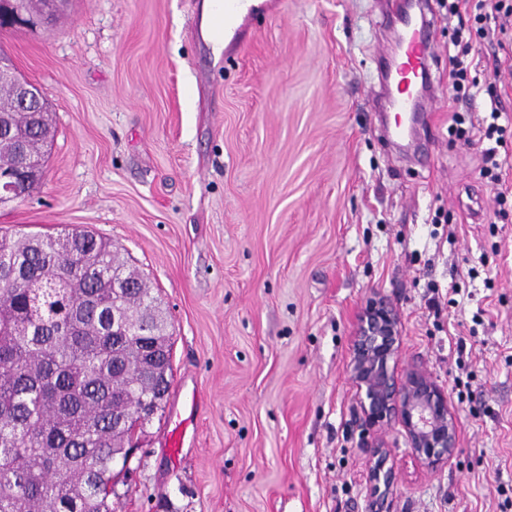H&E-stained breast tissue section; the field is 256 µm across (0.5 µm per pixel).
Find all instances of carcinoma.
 Listing matches in <instances>:
<instances>
[{
	"instance_id": "obj_1",
	"label": "carcinoma",
	"mask_w": 512,
	"mask_h": 512,
	"mask_svg": "<svg viewBox=\"0 0 512 512\" xmlns=\"http://www.w3.org/2000/svg\"><path fill=\"white\" fill-rule=\"evenodd\" d=\"M4 127L44 157L49 113L17 106L9 79ZM171 383L167 318L112 242L78 226L0 237V512H114L113 468L134 448L127 418L161 410Z\"/></svg>"
}]
</instances>
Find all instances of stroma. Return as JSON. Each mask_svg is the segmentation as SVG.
Wrapping results in <instances>:
<instances>
[{
	"label": "stroma",
	"mask_w": 512,
	"mask_h": 512,
	"mask_svg": "<svg viewBox=\"0 0 512 512\" xmlns=\"http://www.w3.org/2000/svg\"><path fill=\"white\" fill-rule=\"evenodd\" d=\"M404 0H256L214 55L204 0H66L55 21L0 29V51L52 114L45 176L0 208V235L79 225L112 241L161 301L173 385L198 388V442L171 456L177 395L144 421L115 512H363L367 453L349 373L374 293L399 311L390 368L448 393V465L398 425L382 512H512V199L495 207L484 145L450 134L458 24L432 17V91L415 147L389 141L374 60ZM478 77L512 126V30ZM439 295L441 313L428 307ZM464 349H457V339Z\"/></svg>",
	"instance_id": "1"
}]
</instances>
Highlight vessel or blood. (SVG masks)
Segmentation results:
<instances>
[{
	"mask_svg": "<svg viewBox=\"0 0 512 512\" xmlns=\"http://www.w3.org/2000/svg\"><path fill=\"white\" fill-rule=\"evenodd\" d=\"M391 23L399 27L400 39L379 81L391 88L385 100L386 110L400 115L399 120L391 126L390 134L402 140L410 134L406 117L417 116L424 109L420 86L429 74V61L432 57L431 25L426 16L411 11L393 17ZM194 406V400H186L172 416L174 427L170 434L171 454H179L192 436Z\"/></svg>",
	"mask_w": 512,
	"mask_h": 512,
	"instance_id": "obj_1",
	"label": "vessel or blood"
}]
</instances>
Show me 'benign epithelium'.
<instances>
[{"instance_id": "1", "label": "benign epithelium", "mask_w": 512, "mask_h": 512, "mask_svg": "<svg viewBox=\"0 0 512 512\" xmlns=\"http://www.w3.org/2000/svg\"><path fill=\"white\" fill-rule=\"evenodd\" d=\"M18 105L39 111L41 100L31 84L17 83ZM44 175L41 160L20 156L17 163L0 170V203L19 201L23 189ZM401 318L386 299L374 298L359 319L353 340L351 377L361 395L362 426L395 420L405 432L408 446L422 464L433 470L447 464L458 448L456 416L448 407V395L426 372L413 367L397 381L388 362L400 347ZM371 488L365 512L373 499L391 489V471L386 469L387 452L379 443H367Z\"/></svg>"}]
</instances>
